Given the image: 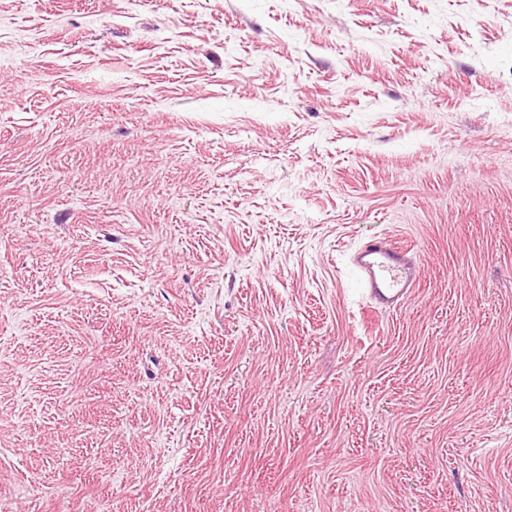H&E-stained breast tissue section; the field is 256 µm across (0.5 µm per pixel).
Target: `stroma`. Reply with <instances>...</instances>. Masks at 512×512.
Returning <instances> with one entry per match:
<instances>
[{
  "label": "stroma",
  "instance_id": "1",
  "mask_svg": "<svg viewBox=\"0 0 512 512\" xmlns=\"http://www.w3.org/2000/svg\"><path fill=\"white\" fill-rule=\"evenodd\" d=\"M0 512H512V0H0ZM350 262L374 310L397 308L420 276L410 247L390 237L365 240Z\"/></svg>",
  "mask_w": 512,
  "mask_h": 512
}]
</instances>
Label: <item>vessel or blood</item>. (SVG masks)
Returning <instances> with one entry per match:
<instances>
[{
    "label": "vessel or blood",
    "instance_id": "1",
    "mask_svg": "<svg viewBox=\"0 0 512 512\" xmlns=\"http://www.w3.org/2000/svg\"><path fill=\"white\" fill-rule=\"evenodd\" d=\"M350 262L370 303L377 310L397 308L420 276L407 244L389 237L362 242Z\"/></svg>",
    "mask_w": 512,
    "mask_h": 512
}]
</instances>
